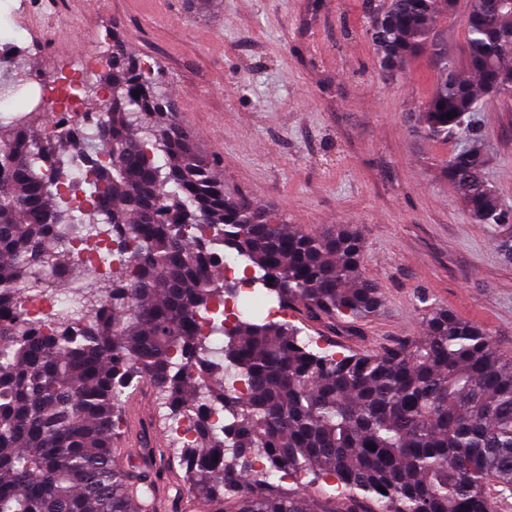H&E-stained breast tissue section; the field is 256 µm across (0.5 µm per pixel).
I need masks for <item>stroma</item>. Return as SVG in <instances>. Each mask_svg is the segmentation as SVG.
I'll use <instances>...</instances> for the list:
<instances>
[{
    "instance_id": "35a3bbf8",
    "label": "stroma",
    "mask_w": 512,
    "mask_h": 512,
    "mask_svg": "<svg viewBox=\"0 0 512 512\" xmlns=\"http://www.w3.org/2000/svg\"><path fill=\"white\" fill-rule=\"evenodd\" d=\"M371 2L56 0L49 22L14 19L0 0V31L21 28L22 69L57 80L86 56H109L107 35L117 33L160 65L182 126L217 161L227 192L305 231L353 225L382 309L354 336L318 330L320 345L373 353L421 335L426 295L512 359V262L443 174L454 141L411 128L437 59L426 48L404 70L383 72L366 34ZM43 94L21 85L0 121L49 127ZM479 126L491 157L485 177L512 207V97L484 96Z\"/></svg>"
}]
</instances>
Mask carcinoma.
<instances>
[{
	"label": "carcinoma",
	"mask_w": 512,
	"mask_h": 512,
	"mask_svg": "<svg viewBox=\"0 0 512 512\" xmlns=\"http://www.w3.org/2000/svg\"><path fill=\"white\" fill-rule=\"evenodd\" d=\"M458 0H389L367 34L379 66H407ZM465 67L442 56L414 123L452 138L443 161L471 219L512 259V225L484 178L481 94L512 96V0H468ZM17 75L0 65V98ZM108 119L91 135L0 125V512H158L152 474L116 457V428L143 381L168 429L194 412L178 460L209 512H512V359L475 324L423 297L425 335L376 353L328 354L289 322L238 317L244 284L303 321L352 333L382 307L349 224L291 230L224 181L180 128L162 71L112 39ZM139 97H134V94ZM82 182L86 207L69 188ZM106 241L124 262L73 274L70 247ZM248 276L224 278L217 254ZM30 294L70 303L47 331ZM224 336L222 354L210 334ZM224 409V427L197 401ZM304 485L328 478L363 496L341 505L284 493L260 463Z\"/></svg>",
	"instance_id": "cac0c4a2"
}]
</instances>
